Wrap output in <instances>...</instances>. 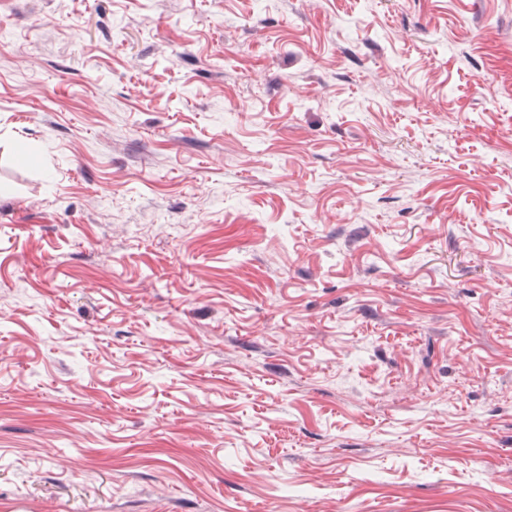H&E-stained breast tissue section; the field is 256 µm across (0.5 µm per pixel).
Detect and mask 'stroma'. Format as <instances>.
Segmentation results:
<instances>
[{
	"label": "stroma",
	"instance_id": "35a3bbf8",
	"mask_svg": "<svg viewBox=\"0 0 512 512\" xmlns=\"http://www.w3.org/2000/svg\"><path fill=\"white\" fill-rule=\"evenodd\" d=\"M512 512V0H0V504Z\"/></svg>",
	"mask_w": 512,
	"mask_h": 512
}]
</instances>
